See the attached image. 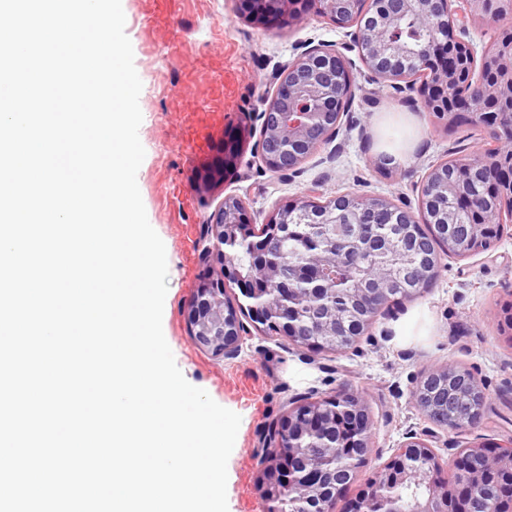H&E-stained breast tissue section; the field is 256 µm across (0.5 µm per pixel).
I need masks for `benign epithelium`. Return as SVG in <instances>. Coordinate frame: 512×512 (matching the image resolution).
Masks as SVG:
<instances>
[{"instance_id":"1","label":"benign epithelium","mask_w":512,"mask_h":512,"mask_svg":"<svg viewBox=\"0 0 512 512\" xmlns=\"http://www.w3.org/2000/svg\"><path fill=\"white\" fill-rule=\"evenodd\" d=\"M304 0H242L241 15L263 27L283 26L299 20L305 12ZM483 0H313L311 8L330 17L336 25L350 30L353 46L372 82H387L402 90L401 82H410L425 51L406 47L398 36L401 22L416 20L433 33L430 46L448 42L465 44L470 52L466 82L459 83L448 70H435L429 85L419 87L421 99L444 115L446 125L467 119L496 134L501 116L479 112L477 103L487 97L512 103V51L496 50L495 42L478 45L471 31L488 21ZM346 58L325 45L306 48L288 63L277 88L264 102L260 113V159L273 171L297 168L337 131L336 101L349 98L344 72ZM246 140V128H239L224 144L222 156L207 169L204 185L215 188L224 182V172L235 169ZM441 165L428 172L420 194L434 191L449 197L458 187L439 184ZM345 211L333 218L336 255L312 252L300 264L265 262L243 276L235 267L236 246L254 233L246 220V210L233 196L214 212L203 240V256L213 262L203 275L186 310V320L195 343L225 358L240 352L241 323L237 308L224 302L225 288L234 283L251 303L246 312L264 334L288 338L303 350L333 351L338 345L351 346L358 341L356 331L336 315L323 313L316 327L302 322L308 303L322 297L328 287L343 282L347 294L364 313L371 325L382 311L393 304L386 279L368 280L351 274L368 264L382 266L381 256L395 251L396 239L375 234L360 249L350 248L348 234L360 223L361 212L385 201L374 196L345 198ZM298 222L309 224L317 236L325 235V225L313 222L306 209L294 203L278 208L267 220L273 226L259 243L265 253L281 244L277 227L288 229ZM492 230L484 224L470 225L463 239L444 241V254L464 258L485 251L491 243ZM441 254L436 252L430 264L413 272L416 284L427 290L438 269ZM342 264L350 273L336 278L333 270ZM459 380L470 398L473 412L470 425L482 423L487 397L475 377L452 364L424 372L413 397L440 380ZM373 421L363 399L348 389H339L319 400L299 399L287 412L269 424V447L258 466L265 484L264 512H283L281 504L295 495L312 504L311 512H336L337 502L347 500L346 512H467L466 493L483 481V474L467 470L461 482L447 480L441 456L423 438L411 434L395 453L369 478V485L353 498H347L350 484L336 481V462L346 449L357 453L360 467H365L373 449ZM482 457L487 469L512 475V442L489 447L479 443L467 448L448 445L451 461L461 454Z\"/></svg>"}]
</instances>
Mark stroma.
<instances>
[{"mask_svg": "<svg viewBox=\"0 0 512 512\" xmlns=\"http://www.w3.org/2000/svg\"><path fill=\"white\" fill-rule=\"evenodd\" d=\"M125 31L143 87L139 137L145 158L137 183L148 220L163 240L168 292L163 332L186 380L241 417L228 461L229 512H263L257 460L267 426L294 397L320 399L339 388L357 392L374 421L366 479L408 433L449 447L512 440V341L497 329V304L512 294V235L485 253L442 257L421 296L377 317L351 348L310 353L287 338L259 333L248 315L233 359L197 346L185 309L209 269L201 249L212 214L238 197L252 224L265 223L286 202L314 193L382 196L419 214L420 187L451 148L479 150L490 137L475 125L447 132L425 111L416 91L369 81L345 29L316 13L290 26L263 28L240 19L238 0H122ZM343 49L361 88L344 112L340 133L297 169L272 171L254 155L263 99L276 72L307 45ZM251 136L234 173L208 193L196 184L240 126ZM454 362L472 373L488 403L483 423L447 431L422 415L412 392L423 370Z\"/></svg>", "mask_w": 512, "mask_h": 512, "instance_id": "stroma-1", "label": "stroma"}]
</instances>
